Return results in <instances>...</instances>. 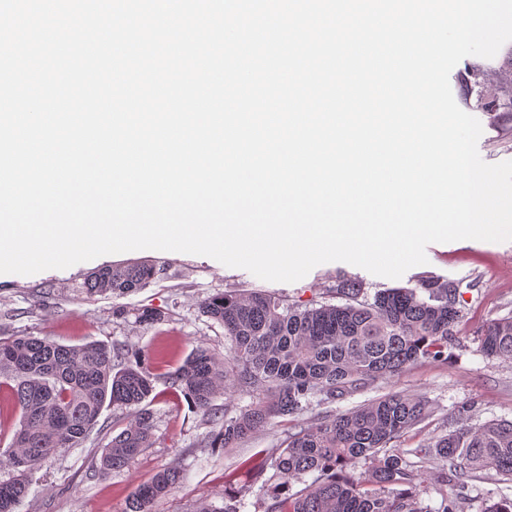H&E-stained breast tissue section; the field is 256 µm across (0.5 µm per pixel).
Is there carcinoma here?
<instances>
[{
    "mask_svg": "<svg viewBox=\"0 0 512 512\" xmlns=\"http://www.w3.org/2000/svg\"><path fill=\"white\" fill-rule=\"evenodd\" d=\"M156 274L144 262L108 266L90 273L85 291L120 296ZM334 293L346 303L304 308L269 292L234 290L201 304L203 316L224 326L227 355L197 348L167 375V383L212 423L206 447L235 448L276 419L300 414L314 397L333 403L407 365L448 362V341L462 318L455 284L428 277L417 288L386 289L370 298L362 283L342 278ZM480 347L489 357L511 360L512 316L490 321ZM0 386L8 390L0 415L20 413L8 448L0 451V463L12 470L0 482V512H16L48 456L82 447L107 405L128 408L133 418L105 446L101 475L127 467L152 445L148 399L154 377L139 349L1 338ZM235 394L255 401L240 410L216 405L219 397ZM428 413L426 400L394 392L288 433L275 458L280 482L268 490L267 512H423L416 498L422 474L390 443ZM418 452L441 463L446 484L475 470L512 478V420L463 424ZM361 461L370 463L367 473L348 475ZM309 472L317 473L314 482L289 493L292 482ZM181 479L175 468L158 471L131 493L128 512H157Z\"/></svg>",
    "mask_w": 512,
    "mask_h": 512,
    "instance_id": "cac0c4a2",
    "label": "carcinoma"
}]
</instances>
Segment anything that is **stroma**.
Listing matches in <instances>:
<instances>
[{"label":"stroma","instance_id":"35a3bbf8","mask_svg":"<svg viewBox=\"0 0 512 512\" xmlns=\"http://www.w3.org/2000/svg\"><path fill=\"white\" fill-rule=\"evenodd\" d=\"M450 86L458 106L482 126L478 141L482 160L489 164L512 161V41L500 59L485 64L462 59L450 74ZM483 93L499 99L497 111L481 108ZM426 256V264L410 268L396 280L337 261L316 266L294 283L269 282L206 256L158 250L103 255L34 275L0 274L1 338L38 336L64 345L102 341L136 346L148 354L157 376L150 404L154 417L151 448L123 470L99 476L96 467L103 447L129 418L128 410L105 408L100 416L105 431L93 432L83 447L43 461L17 512H125L134 487L165 467L179 469L183 478L159 504V512H198L203 505L221 512L228 495L243 499V512H265L270 500L261 483L254 481L251 466L263 467L265 478L274 479V454L289 432L392 392L421 397L431 408L425 421L395 441L407 462L423 470L418 499L425 512H442L449 496L458 500L462 512H482L489 501L512 498V480L492 473L440 486V465L421 463L415 453L416 448L457 428L460 406H467V422L473 426L512 420V361L486 356L479 342L487 322L512 315V241L432 243ZM140 261L154 263L158 273L139 291L121 297L85 293L84 282L91 271ZM340 276L361 280L371 295L387 288L414 287L424 276L458 284L463 317L448 345L447 363L408 366L335 403L311 401L300 415L278 419L238 447L206 448L203 437L210 426L205 417L184 398L171 394L164 380L195 347L210 348L221 356L226 353L224 328L201 315V302L228 290L259 288L300 305L332 303L336 300L332 287ZM145 307L161 311L164 322L153 327L139 324L137 312Z\"/></svg>","mask_w":512,"mask_h":512}]
</instances>
